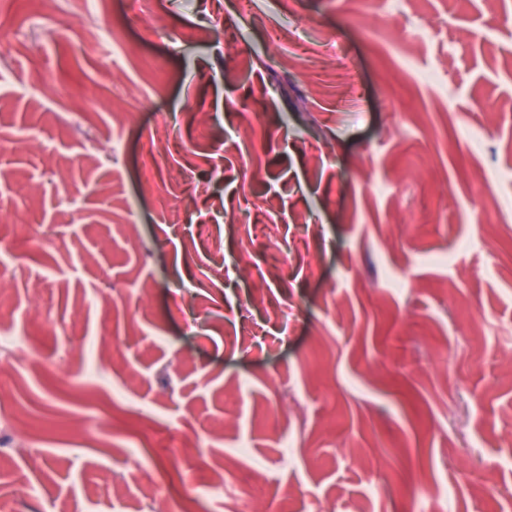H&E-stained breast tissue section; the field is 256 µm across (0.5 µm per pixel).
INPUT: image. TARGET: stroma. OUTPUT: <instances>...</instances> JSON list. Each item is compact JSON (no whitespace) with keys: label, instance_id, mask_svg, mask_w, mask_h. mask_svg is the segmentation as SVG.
Listing matches in <instances>:
<instances>
[{"label":"stroma","instance_id":"obj_1","mask_svg":"<svg viewBox=\"0 0 512 512\" xmlns=\"http://www.w3.org/2000/svg\"><path fill=\"white\" fill-rule=\"evenodd\" d=\"M105 2L0 0V512H512V0Z\"/></svg>","mask_w":512,"mask_h":512}]
</instances>
